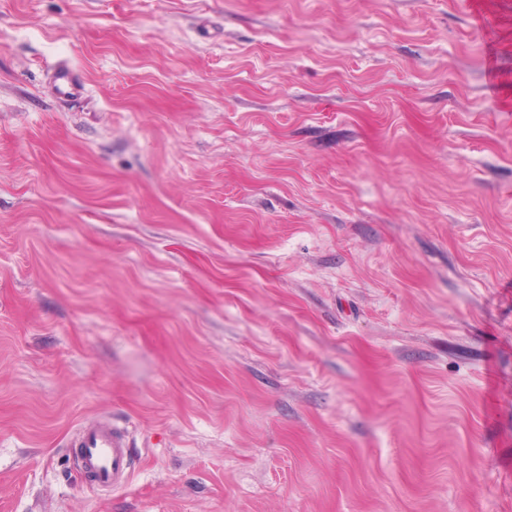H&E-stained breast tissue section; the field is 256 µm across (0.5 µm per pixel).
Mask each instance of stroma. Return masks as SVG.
Returning <instances> with one entry per match:
<instances>
[{"label": "stroma", "instance_id": "35a3bbf8", "mask_svg": "<svg viewBox=\"0 0 512 512\" xmlns=\"http://www.w3.org/2000/svg\"><path fill=\"white\" fill-rule=\"evenodd\" d=\"M479 2L0 0V512H512ZM106 418L116 493L72 448ZM52 83L56 92L65 98L75 96L79 85L74 71L66 64L59 66L53 75ZM79 467L93 485L111 491L130 483L134 467L124 435L108 419L84 425L74 442Z\"/></svg>", "mask_w": 512, "mask_h": 512}]
</instances>
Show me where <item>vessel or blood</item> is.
Listing matches in <instances>:
<instances>
[{"label": "vessel or blood", "instance_id": "obj_1", "mask_svg": "<svg viewBox=\"0 0 512 512\" xmlns=\"http://www.w3.org/2000/svg\"><path fill=\"white\" fill-rule=\"evenodd\" d=\"M52 83L57 93L65 98L73 97L79 91L74 71L65 64L56 69ZM74 446L78 464L93 485L111 491L128 486L134 473L132 452L123 434L110 420L84 425Z\"/></svg>", "mask_w": 512, "mask_h": 512}]
</instances>
